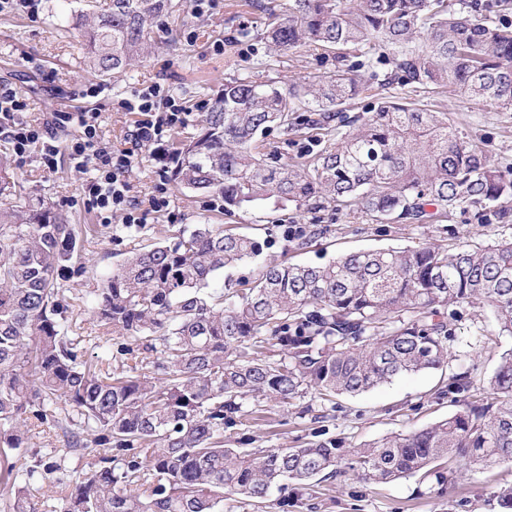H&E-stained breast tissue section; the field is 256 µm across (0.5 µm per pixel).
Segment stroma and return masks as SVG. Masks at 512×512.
<instances>
[{
  "instance_id": "1",
  "label": "stroma",
  "mask_w": 512,
  "mask_h": 512,
  "mask_svg": "<svg viewBox=\"0 0 512 512\" xmlns=\"http://www.w3.org/2000/svg\"><path fill=\"white\" fill-rule=\"evenodd\" d=\"M60 0H44L38 18L0 14V79L13 83L36 102L33 120L51 113L85 106L81 93L91 81L74 48L75 30H62L51 16ZM288 12V0H223L211 16H194L189 4L161 18L157 35L172 31L173 42L160 43L154 55L134 69L105 80L108 98L98 102L101 127L114 147L126 145V135L137 119L136 113L118 108L117 101L130 90L166 80L182 91L190 111L188 125L178 130L183 140L198 130L201 101H214L225 82L247 77L257 82L277 81L288 87L291 80L335 70L333 53L303 49L280 54L270 49L266 29L270 14ZM194 42H187V33ZM223 41V53H214V41ZM360 55L369 67L358 71L362 92L349 107L358 115L379 100L395 103L414 101L421 107L447 113L453 127L486 140L500 167L512 168V107L491 110L481 103L459 96L454 88H410L380 85L377 76L385 67L373 43L363 44ZM346 125L334 123L332 131L312 130L298 136L273 130L262 136L265 150H275L285 159L303 161L305 156L338 141ZM14 174L37 194L54 203L75 194L77 178L68 160H61L55 172L43 170L38 156L15 165ZM170 215L149 214L145 223L123 225L113 219L116 239L97 232L93 214L70 208L73 223L83 230L84 251L93 269L102 275L122 261L130 248L149 244L175 234L187 224L207 221L266 240L264 260L320 265L350 252L414 247L422 244L451 246L459 242L487 245L512 239V215L499 219L488 215L478 222L469 208L458 209L452 222L430 224L377 223L361 213L332 207L303 213L295 208L275 209L267 203L225 212L209 198L180 187L170 190ZM460 319L448 340V359L438 369L401 375L358 396L339 395L323 400L315 391L284 404L275 400H247L249 415L224 432L228 448H294L317 440L339 442L344 456L355 447L396 434L432 425L454 412L444 390L449 379L468 373L482 396L492 397L491 380L500 356L512 349V336L499 330L493 314L486 309L459 310ZM512 485V462L505 461L482 470L455 468L445 490L412 476L389 483L372 484L342 473L306 490L287 485L272 488L265 503L229 497L224 512H503L497 493Z\"/></svg>"
}]
</instances>
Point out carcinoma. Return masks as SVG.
Segmentation results:
<instances>
[{
	"instance_id": "obj_1",
	"label": "carcinoma",
	"mask_w": 512,
	"mask_h": 512,
	"mask_svg": "<svg viewBox=\"0 0 512 512\" xmlns=\"http://www.w3.org/2000/svg\"><path fill=\"white\" fill-rule=\"evenodd\" d=\"M508 0H290L267 39L282 53L336 52L371 39L390 61L382 85L454 87L491 109L512 106V23L488 14ZM173 0H85L60 26L82 29L88 72L125 71L155 50L153 21ZM360 92L352 69L282 92L274 81L224 83L199 131L180 144L175 181L224 209L266 201L295 209L345 207L372 220H452L463 204L504 217L512 172L447 114L382 101L336 144L296 164L269 162V128L300 131L295 113L327 126ZM265 242L222 224H197L139 249L78 295L89 272L79 225L17 181L0 148V498L7 512H223L224 497L267 496L283 481L308 485L341 471L339 444L226 448L224 429L243 401L287 403L309 389L358 395L437 369L448 358L454 304L493 309L512 335V239L448 249L422 244L341 255L319 266L267 263L247 288L216 279L263 254ZM118 333L121 371L86 358L77 303ZM276 347L281 358L263 355ZM147 365L149 372L139 366ZM495 397L470 376L448 383L459 410L429 427L363 444L348 469L386 483L420 474L439 488L456 464L483 469L512 459V349L492 378ZM62 432L69 457L31 450L32 427ZM47 486L43 500L31 496Z\"/></svg>"
}]
</instances>
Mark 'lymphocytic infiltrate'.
Listing matches in <instances>:
<instances>
[{
	"mask_svg": "<svg viewBox=\"0 0 512 512\" xmlns=\"http://www.w3.org/2000/svg\"><path fill=\"white\" fill-rule=\"evenodd\" d=\"M118 105L141 115L127 134L126 148L120 150L101 138L99 110L60 111L49 121L33 123L25 117L33 109L30 98L11 84L0 83V136L17 162H26L35 151L49 172L55 171L61 157H68L79 176L69 206L83 208L102 224L116 217L125 224H141L148 214L169 211V174L180 163L172 135L187 124L189 112L183 99L159 81L131 91ZM143 151L155 161L157 174L153 194L145 202L132 195L129 182L134 159Z\"/></svg>",
	"mask_w": 512,
	"mask_h": 512,
	"instance_id": "lymphocytic-infiltrate-1",
	"label": "lymphocytic infiltrate"
}]
</instances>
